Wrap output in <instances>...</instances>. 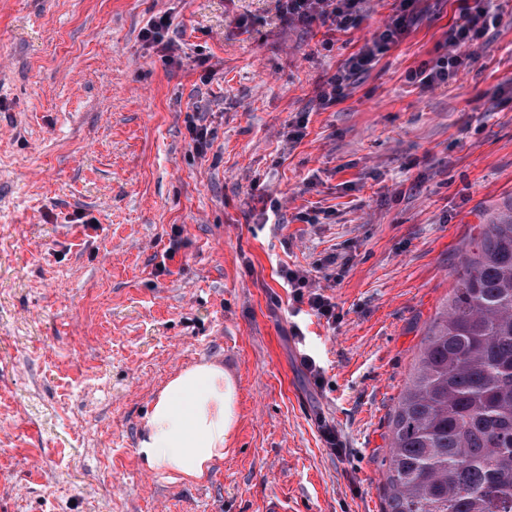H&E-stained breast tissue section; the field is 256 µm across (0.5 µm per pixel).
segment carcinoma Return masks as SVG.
I'll return each instance as SVG.
<instances>
[{"label": "carcinoma", "mask_w": 512, "mask_h": 512, "mask_svg": "<svg viewBox=\"0 0 512 512\" xmlns=\"http://www.w3.org/2000/svg\"><path fill=\"white\" fill-rule=\"evenodd\" d=\"M392 425L387 512H512V205L460 258Z\"/></svg>", "instance_id": "cac0c4a2"}]
</instances>
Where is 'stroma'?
Masks as SVG:
<instances>
[{"instance_id": "stroma-1", "label": "stroma", "mask_w": 512, "mask_h": 512, "mask_svg": "<svg viewBox=\"0 0 512 512\" xmlns=\"http://www.w3.org/2000/svg\"><path fill=\"white\" fill-rule=\"evenodd\" d=\"M392 4L328 48L276 0H0V512H385L427 329L512 201V0L447 86L406 78L460 13L422 0L320 105ZM163 14L169 60L141 37ZM284 265L335 323L295 305ZM204 361L235 389L232 438L207 479L172 483L135 448L167 381ZM421 0H396L390 22L382 29L365 38L363 45L352 54L336 74L320 86L321 105H331L347 97L353 79L367 71L379 55L397 45L410 31L419 17L418 4ZM278 276L287 288H292L291 292L293 293L294 301L303 303L305 295L303 289L312 287L307 272L291 269L288 266H282L278 271ZM284 285L283 287H285Z\"/></svg>"}]
</instances>
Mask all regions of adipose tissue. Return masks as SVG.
Wrapping results in <instances>:
<instances>
[{"label": "adipose tissue", "mask_w": 512, "mask_h": 512, "mask_svg": "<svg viewBox=\"0 0 512 512\" xmlns=\"http://www.w3.org/2000/svg\"><path fill=\"white\" fill-rule=\"evenodd\" d=\"M234 388L222 366L200 363L170 379L146 417L136 453L171 482L201 481L224 458Z\"/></svg>", "instance_id": "ef3b65f1"}]
</instances>
